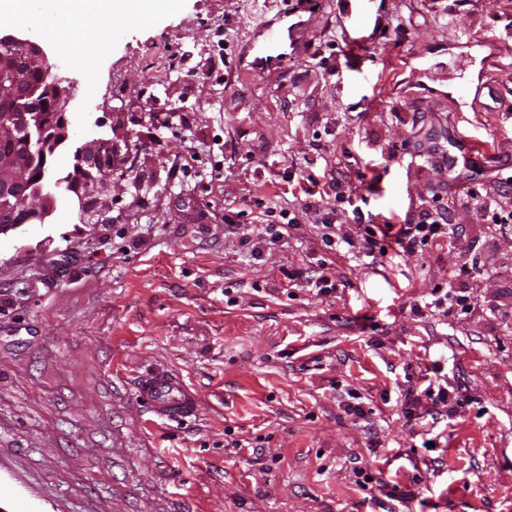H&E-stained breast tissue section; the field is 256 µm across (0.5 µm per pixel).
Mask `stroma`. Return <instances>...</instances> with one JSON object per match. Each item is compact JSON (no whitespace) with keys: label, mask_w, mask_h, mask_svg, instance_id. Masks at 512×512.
Here are the masks:
<instances>
[{"label":"stroma","mask_w":512,"mask_h":512,"mask_svg":"<svg viewBox=\"0 0 512 512\" xmlns=\"http://www.w3.org/2000/svg\"><path fill=\"white\" fill-rule=\"evenodd\" d=\"M344 2L316 0L303 51L261 75L238 60L280 0L129 17L79 84V57L0 24L72 91L55 209L0 237V512H512V276L483 265L486 244L512 253V224L460 208L473 190L512 206V0H374L350 31ZM228 13L220 50L207 35ZM222 50L229 68L186 81ZM93 138L118 153L87 208L57 181ZM463 138L481 154L443 167ZM338 180L360 210L345 232L403 224L437 192L465 235L356 257L312 213L270 241L266 208L334 207ZM464 264L474 308L443 315L434 293ZM322 274L324 295L307 284ZM155 370L198 393L196 414L149 412L136 391ZM431 384L472 403L430 416Z\"/></svg>","instance_id":"1"}]
</instances>
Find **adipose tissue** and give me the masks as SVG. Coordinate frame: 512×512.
<instances>
[{"label":"adipose tissue","instance_id":"adipose-tissue-1","mask_svg":"<svg viewBox=\"0 0 512 512\" xmlns=\"http://www.w3.org/2000/svg\"><path fill=\"white\" fill-rule=\"evenodd\" d=\"M174 0H0V20L13 23L44 19L59 45L72 47L75 34H84L80 55L95 57L106 27L115 16L148 17L168 10Z\"/></svg>","mask_w":512,"mask_h":512}]
</instances>
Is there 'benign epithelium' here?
Returning a JSON list of instances; mask_svg holds the SVG:
<instances>
[{
    "mask_svg": "<svg viewBox=\"0 0 512 512\" xmlns=\"http://www.w3.org/2000/svg\"><path fill=\"white\" fill-rule=\"evenodd\" d=\"M47 53L36 42L11 33H0V236L21 226L42 224L55 204L45 191L43 179H34L33 170L46 168L47 162L67 140L63 121L71 100L69 88L52 74ZM42 83L32 84L33 73ZM62 118L51 133L35 127L37 115L44 111ZM30 142L23 150L10 147L15 141ZM116 152L110 139L94 138L76 152L79 170L95 169L93 189L111 183L112 169L99 166L100 159ZM22 213L23 221L13 220Z\"/></svg>",
    "mask_w": 512,
    "mask_h": 512,
    "instance_id": "7a95c632",
    "label": "benign epithelium"
}]
</instances>
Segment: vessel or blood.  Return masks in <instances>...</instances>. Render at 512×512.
<instances>
[{
	"label": "vessel or blood",
	"mask_w": 512,
	"mask_h": 512,
	"mask_svg": "<svg viewBox=\"0 0 512 512\" xmlns=\"http://www.w3.org/2000/svg\"><path fill=\"white\" fill-rule=\"evenodd\" d=\"M304 22L299 10L281 8L273 18L255 27L247 44L249 67L262 72L269 64L285 60L302 48ZM138 393L154 414L178 421L195 414L200 406L196 394L189 391L173 373L160 371L143 376Z\"/></svg>",
	"instance_id": "b4317fda"
}]
</instances>
